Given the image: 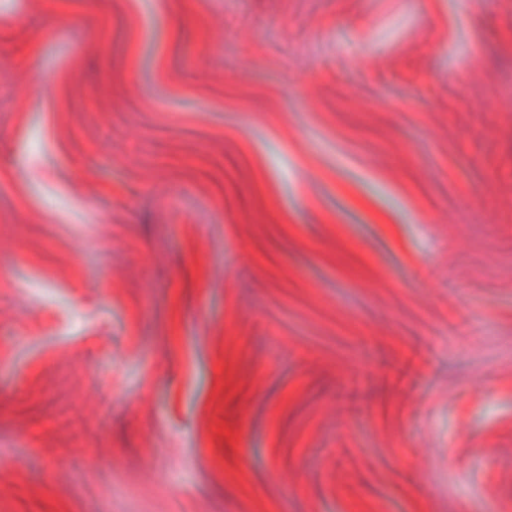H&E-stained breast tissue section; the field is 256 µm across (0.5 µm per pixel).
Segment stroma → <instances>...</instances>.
Here are the masks:
<instances>
[{"label": "stroma", "instance_id": "1", "mask_svg": "<svg viewBox=\"0 0 512 512\" xmlns=\"http://www.w3.org/2000/svg\"><path fill=\"white\" fill-rule=\"evenodd\" d=\"M0 512H512V0H0Z\"/></svg>", "mask_w": 512, "mask_h": 512}]
</instances>
